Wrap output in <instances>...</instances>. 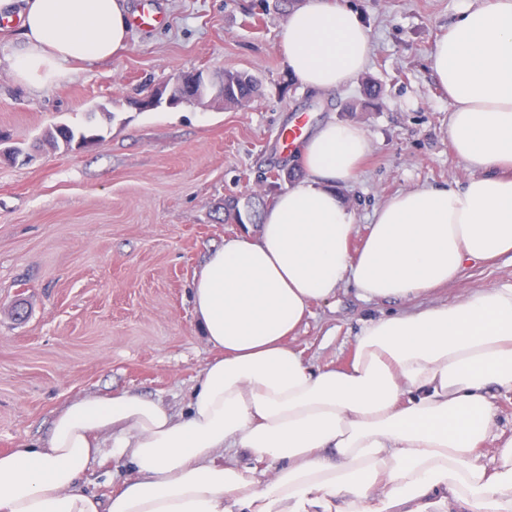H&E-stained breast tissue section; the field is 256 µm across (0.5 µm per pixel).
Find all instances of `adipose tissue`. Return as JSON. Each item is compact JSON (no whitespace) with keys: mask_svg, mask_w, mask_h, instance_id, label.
<instances>
[{"mask_svg":"<svg viewBox=\"0 0 512 512\" xmlns=\"http://www.w3.org/2000/svg\"><path fill=\"white\" fill-rule=\"evenodd\" d=\"M3 11L22 27L8 68L34 95L129 44L126 0H0ZM278 50L295 82L332 91L364 70L370 37L333 0H304ZM431 68L473 177L396 194L350 255L356 218L336 187L371 143L356 124L318 125L299 148L304 177L257 235L225 239L194 274L197 324L219 355L182 418L130 393L65 406L45 446L0 454V512H512V433L495 425L498 392L512 393V286L369 320L342 368L312 369L289 344L343 284L408 303L512 253V0L462 13ZM105 451L135 476L102 501L81 481Z\"/></svg>","mask_w":512,"mask_h":512,"instance_id":"ef3b65f1","label":"adipose tissue"}]
</instances>
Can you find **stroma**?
I'll use <instances>...</instances> for the list:
<instances>
[{
    "mask_svg": "<svg viewBox=\"0 0 512 512\" xmlns=\"http://www.w3.org/2000/svg\"><path fill=\"white\" fill-rule=\"evenodd\" d=\"M164 23L131 31L128 49L80 63L72 79L30 96L3 60L21 28L0 26V131L34 152L0 163V453L47 440L54 415L87 395L130 391L182 416L215 351L199 335L191 284L211 247L246 232L224 220V201L255 198L298 161L277 134L305 116L308 128L360 125L371 151L338 191L366 234L374 210L399 191L459 186L471 178L448 138L453 102L430 56L449 25L488 0H341L366 28L370 60L348 86L300 87L277 50L287 20L278 0H157ZM202 71L219 88L225 71L257 79L260 96L227 110L211 101L141 111L134 98ZM381 87L378 105L362 85ZM96 125L100 137L69 151L36 148L45 130ZM512 286V256L466 268L418 303L366 302L352 285L313 302L291 345L315 369L352 359L364 324L388 314ZM23 313H16V306Z\"/></svg>",
    "mask_w": 512,
    "mask_h": 512,
    "instance_id": "obj_1",
    "label": "stroma"
}]
</instances>
